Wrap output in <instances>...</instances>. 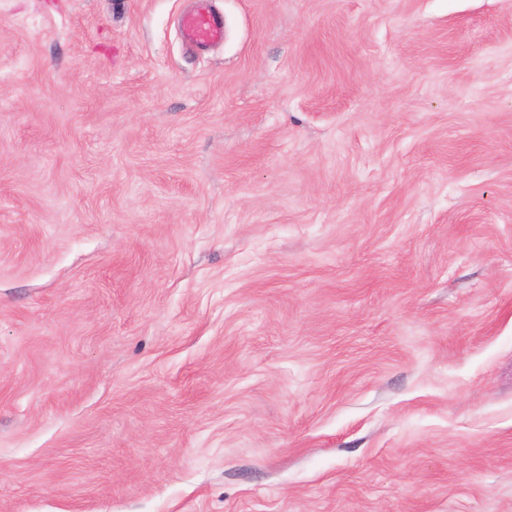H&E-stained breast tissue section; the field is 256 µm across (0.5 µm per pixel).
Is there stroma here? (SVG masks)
<instances>
[{
	"label": "stroma",
	"instance_id": "stroma-1",
	"mask_svg": "<svg viewBox=\"0 0 512 512\" xmlns=\"http://www.w3.org/2000/svg\"><path fill=\"white\" fill-rule=\"evenodd\" d=\"M0 0V512H512V0ZM181 33L184 41L192 47L219 44L224 41V19L202 4L183 16Z\"/></svg>",
	"mask_w": 512,
	"mask_h": 512
}]
</instances>
